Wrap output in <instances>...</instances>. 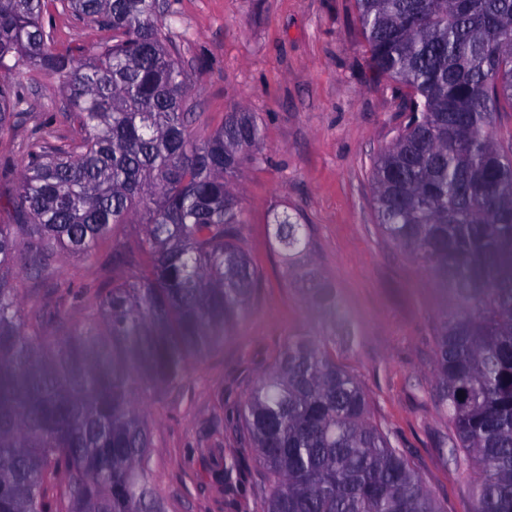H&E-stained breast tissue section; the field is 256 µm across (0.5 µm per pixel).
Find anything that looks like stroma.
<instances>
[{"mask_svg": "<svg viewBox=\"0 0 512 512\" xmlns=\"http://www.w3.org/2000/svg\"><path fill=\"white\" fill-rule=\"evenodd\" d=\"M168 37L182 61L201 118L196 135L228 112H252L262 130L260 160L234 180L246 223L242 245L261 276L259 299L235 332L191 360L179 389L139 399L152 428L151 482L166 512H263L269 487L257 453L241 436L238 411L252 382L286 336L314 318L285 267L273 214L299 211L312 229L315 265L331 279L355 326L336 357L355 376L369 417L420 472L445 512H473L480 474L459 467L435 402L436 289L429 274L387 243L376 225L371 171L406 121L404 97L375 79L354 0H166ZM51 48L77 57L108 37L93 22L47 0ZM24 114L0 130V197L16 191L37 133L57 147L78 126L57 82L33 69L21 81ZM143 236L139 222L117 226L81 261L58 260L53 276L17 282L23 315L75 326L87 311L65 288L89 289L129 274ZM235 455L243 483L224 484Z\"/></svg>", "mask_w": 512, "mask_h": 512, "instance_id": "stroma-1", "label": "stroma"}]
</instances>
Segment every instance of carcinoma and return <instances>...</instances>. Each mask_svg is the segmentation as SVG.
I'll return each instance as SVG.
<instances>
[{
	"instance_id": "cac0c4a2",
	"label": "carcinoma",
	"mask_w": 512,
	"mask_h": 512,
	"mask_svg": "<svg viewBox=\"0 0 512 512\" xmlns=\"http://www.w3.org/2000/svg\"><path fill=\"white\" fill-rule=\"evenodd\" d=\"M58 3L112 40L89 58L53 53L44 0H0V129L21 115L31 68L58 80L79 127L60 147L32 142L8 201L24 223L0 224V512H161L135 401L181 386L256 303L232 178L258 160L261 128L227 112L193 136L158 0ZM354 3L375 75L410 104L373 165L378 229L438 287L437 404L458 462L482 475L475 512H512V151L493 127L512 109V0ZM134 215L135 271L86 296L83 323L49 335L25 321L12 278L90 257ZM274 226L319 325L285 338L240 409L269 477L264 512H443L336 358L354 332L309 226L298 212Z\"/></svg>"
}]
</instances>
